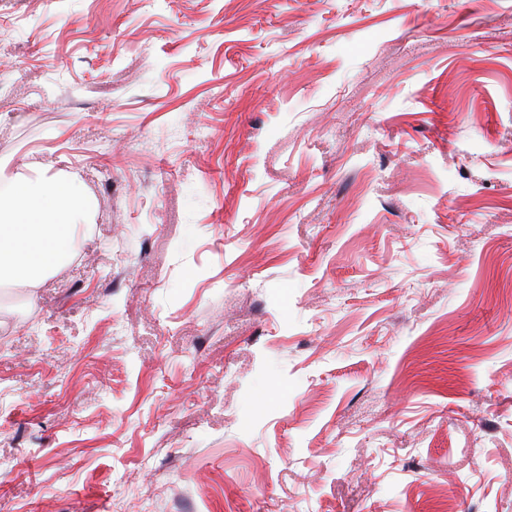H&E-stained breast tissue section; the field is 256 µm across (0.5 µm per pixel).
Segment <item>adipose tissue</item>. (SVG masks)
Here are the masks:
<instances>
[{"mask_svg": "<svg viewBox=\"0 0 512 512\" xmlns=\"http://www.w3.org/2000/svg\"><path fill=\"white\" fill-rule=\"evenodd\" d=\"M90 203L80 177L35 166L0 192V282L37 287L73 249Z\"/></svg>", "mask_w": 512, "mask_h": 512, "instance_id": "obj_1", "label": "adipose tissue"}]
</instances>
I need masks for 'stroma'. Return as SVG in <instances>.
<instances>
[{"label": "stroma", "instance_id": "obj_1", "mask_svg": "<svg viewBox=\"0 0 512 512\" xmlns=\"http://www.w3.org/2000/svg\"><path fill=\"white\" fill-rule=\"evenodd\" d=\"M0 512H512V0H0ZM16 174L0 193V282L37 287L73 249V228L90 203L80 177L39 166Z\"/></svg>", "mask_w": 512, "mask_h": 512}]
</instances>
